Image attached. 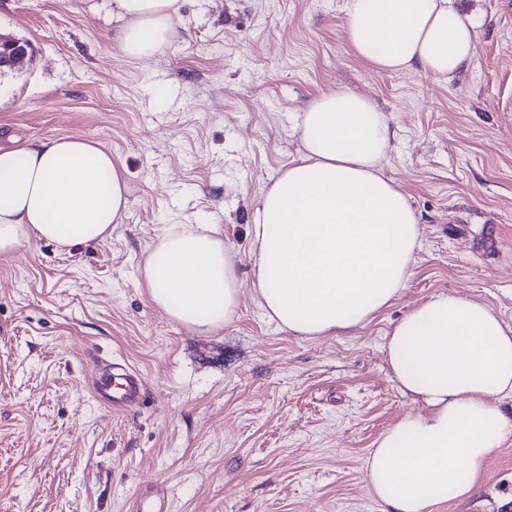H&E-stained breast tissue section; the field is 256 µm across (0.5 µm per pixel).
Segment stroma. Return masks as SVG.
<instances>
[{
	"label": "stroma",
	"instance_id": "1",
	"mask_svg": "<svg viewBox=\"0 0 512 512\" xmlns=\"http://www.w3.org/2000/svg\"><path fill=\"white\" fill-rule=\"evenodd\" d=\"M349 0H179L177 34L144 61L116 47L111 0H0V34L33 56L0 74V146L93 141L123 167L128 209L104 241L32 239L0 256V512H130L163 483L173 512H386L366 459L424 412L385 344L415 306L483 302L512 328V0H455L475 22L448 80L381 72L354 54ZM348 89L395 132L383 174L419 219L405 287L333 336L280 330L242 288L201 333L151 301L140 267L173 224H220L241 280L264 189L298 161V115ZM125 361L149 400L99 401ZM431 512H512V432L473 497Z\"/></svg>",
	"mask_w": 512,
	"mask_h": 512
}]
</instances>
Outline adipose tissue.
Segmentation results:
<instances>
[{
    "mask_svg": "<svg viewBox=\"0 0 512 512\" xmlns=\"http://www.w3.org/2000/svg\"><path fill=\"white\" fill-rule=\"evenodd\" d=\"M179 0H112L131 60L161 52ZM356 56L386 72L455 77L472 58L473 21L453 0H349ZM300 162L267 188L250 226L251 286L265 315L296 336L368 322L412 274L418 220L381 162L394 132L371 99L346 90L312 100L298 125ZM128 206L122 166L96 143L57 138L0 149V256L37 238L68 249L105 240ZM152 301L202 333L229 324L241 281L218 224H176L147 253ZM398 389L421 401L383 433L366 462L387 512H429L478 488L512 421V329L479 301L438 295L410 310L385 345Z\"/></svg>",
    "mask_w": 512,
    "mask_h": 512,
    "instance_id": "ef3b65f1",
    "label": "adipose tissue"
}]
</instances>
